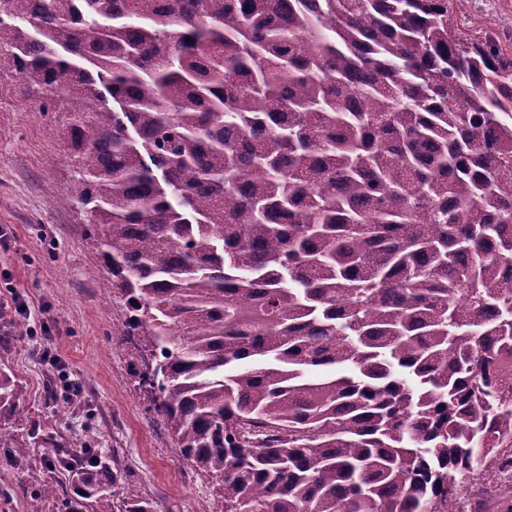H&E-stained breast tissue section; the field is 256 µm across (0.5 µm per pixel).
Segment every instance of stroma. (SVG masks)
<instances>
[{
	"mask_svg": "<svg viewBox=\"0 0 512 512\" xmlns=\"http://www.w3.org/2000/svg\"><path fill=\"white\" fill-rule=\"evenodd\" d=\"M452 8L462 31H497L512 52V0H453ZM61 99L58 91H31L0 52V225L9 229L0 241V303L28 306L0 328L8 338L0 361L22 387V411L6 428L32 451L29 463L16 467L9 449L0 448V468L12 470L0 512H60L58 502L73 486L66 470L47 462L68 448L116 452L127 485L154 512H222L212 476L180 457L154 412L140 383L141 342L126 332L124 300L101 292L104 269L85 218L62 203L75 173ZM48 344L81 384L78 401L64 400L56 370L43 361ZM47 482L57 500L39 496Z\"/></svg>",
	"mask_w": 512,
	"mask_h": 512,
	"instance_id": "stroma-1",
	"label": "stroma"
}]
</instances>
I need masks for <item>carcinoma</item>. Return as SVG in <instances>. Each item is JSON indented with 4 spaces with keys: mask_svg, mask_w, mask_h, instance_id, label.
Here are the masks:
<instances>
[{
    "mask_svg": "<svg viewBox=\"0 0 512 512\" xmlns=\"http://www.w3.org/2000/svg\"><path fill=\"white\" fill-rule=\"evenodd\" d=\"M450 5L0 0L224 512H450L512 477V55ZM21 394L0 366V422ZM57 463L66 512H153L116 454Z\"/></svg>",
    "mask_w": 512,
    "mask_h": 512,
    "instance_id": "carcinoma-1",
    "label": "carcinoma"
}]
</instances>
